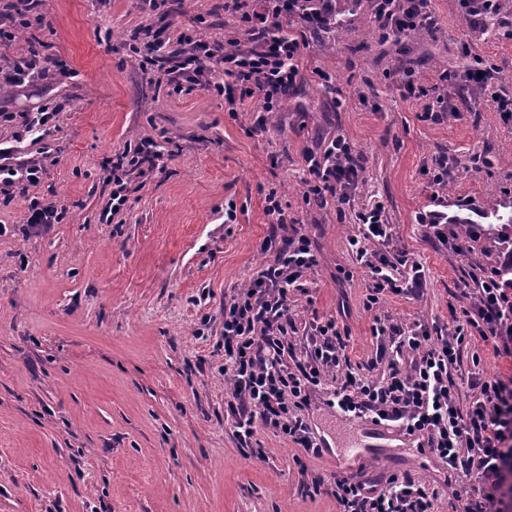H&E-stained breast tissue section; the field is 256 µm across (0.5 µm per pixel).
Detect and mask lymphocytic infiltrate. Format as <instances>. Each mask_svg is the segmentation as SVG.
<instances>
[{
  "instance_id": "f902f5d3",
  "label": "lymphocytic infiltrate",
  "mask_w": 512,
  "mask_h": 512,
  "mask_svg": "<svg viewBox=\"0 0 512 512\" xmlns=\"http://www.w3.org/2000/svg\"><path fill=\"white\" fill-rule=\"evenodd\" d=\"M238 9L251 8L257 47L226 51L223 44L202 38L198 18L178 24L182 58L169 82L203 85L224 99L229 114L253 101L255 129L296 95L302 79L300 56L308 35L341 25L331 14L330 0H231ZM45 0H8L0 7V45L24 29L40 25ZM374 23L381 35L398 39L419 26L438 27L431 0H372ZM223 78H216L215 68ZM59 65L48 56L32 55L22 63L0 62V88L21 87L53 78ZM486 89L487 77L476 69L453 76L439 75L431 87L432 102L424 117L436 122L448 110L449 84ZM160 158L157 144L143 140L124 147L112 159L110 215L119 214L128 200V176L145 156ZM307 176L304 198L353 206L361 164L343 135L321 139L304 155ZM265 213L280 232L266 240L263 250L273 259L258 271L247 288L224 304V375L231 381L225 400L226 419L237 438L250 441L266 429L298 445L307 456L322 453L301 413L313 393L324 390L327 378L340 376L329 390L337 412L346 418L369 416L410 436L448 468L449 481L465 485L463 512H512V379H472L473 400L461 407L452 372L466 337L501 345L512 357V279L496 266L471 272V300L451 325L432 330L416 324L407 328L377 321L373 333L379 356L388 358L387 374L377 380L349 370L339 325L329 319L299 332L289 315L288 298L300 290L304 272L316 258L308 236L288 230V219L276 193L266 197ZM385 205L370 195L358 211V232L349 239L357 263L368 272L367 302L380 295H416L425 275L419 263L403 254H390L392 227ZM333 494L341 512H433L436 491L407 475L376 480H339Z\"/></svg>"
}]
</instances>
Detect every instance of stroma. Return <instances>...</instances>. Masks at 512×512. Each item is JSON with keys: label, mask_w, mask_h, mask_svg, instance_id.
I'll use <instances>...</instances> for the list:
<instances>
[{"label": "stroma", "mask_w": 512, "mask_h": 512, "mask_svg": "<svg viewBox=\"0 0 512 512\" xmlns=\"http://www.w3.org/2000/svg\"><path fill=\"white\" fill-rule=\"evenodd\" d=\"M224 2L46 0L42 25L0 47L10 59L38 48L70 72L0 90V109L14 115L0 124L9 164L46 166L40 183L13 186L0 205V512H339L336 479L393 473L433 486L437 512H448L440 463L400 451L344 468L339 453L355 435L322 393L304 410L327 443L322 456L268 431L240 443L224 418V302L267 259L273 191L317 256L290 298L297 326L336 319L352 366L375 379L384 372L373 364L376 320L449 324L469 302L471 268L512 255V121L484 93L455 87L448 114L426 121L425 98L407 96L405 82L434 83L425 53L451 71L476 56L512 96V26L465 25L460 0H432L438 29L384 42L371 35L369 0H354L348 23L308 37L298 94L257 131L249 113L229 115L203 87L174 91L164 63L129 49L144 25L195 15L203 38L254 45L250 23ZM44 104L57 107L54 121L22 136V114ZM337 132L363 159L359 196L385 203L391 250L422 266L419 296L368 304L367 273L348 247L354 212L304 201L303 153ZM146 137L162 161L145 159L126 210L104 219L113 153ZM441 156L453 173L437 186L430 168ZM34 199L63 208L60 223L26 224ZM432 211L447 215L449 245L423 233ZM480 374L512 377V358L466 338L453 373L462 404Z\"/></svg>", "instance_id": "stroma-1"}]
</instances>
